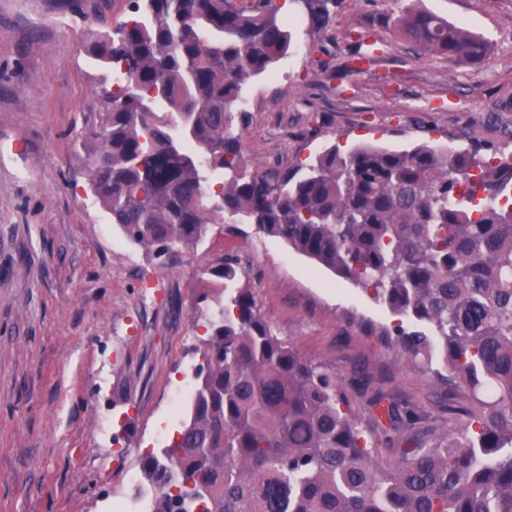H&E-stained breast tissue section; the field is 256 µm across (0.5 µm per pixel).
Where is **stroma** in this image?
<instances>
[{
  "label": "stroma",
  "instance_id": "stroma-1",
  "mask_svg": "<svg viewBox=\"0 0 512 512\" xmlns=\"http://www.w3.org/2000/svg\"><path fill=\"white\" fill-rule=\"evenodd\" d=\"M128 5L0 0V512H139L131 476L142 453L189 418L205 333L192 309L200 271L226 254L273 332L335 370L355 419L368 418L353 381L364 367L390 400H409L447 432L437 382L382 336L398 317L353 282L250 224L212 225L166 265L110 224L76 146L100 110L84 43ZM420 5L488 41L487 59L417 50L391 31L393 0H338L322 28L293 0L295 51L244 91L250 168L304 165L333 145L500 147L512 128V0ZM361 31L376 52L329 76L322 61L357 54Z\"/></svg>",
  "mask_w": 512,
  "mask_h": 512
}]
</instances>
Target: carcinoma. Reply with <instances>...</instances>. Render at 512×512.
<instances>
[{
  "instance_id": "cac0c4a2",
  "label": "carcinoma",
  "mask_w": 512,
  "mask_h": 512,
  "mask_svg": "<svg viewBox=\"0 0 512 512\" xmlns=\"http://www.w3.org/2000/svg\"><path fill=\"white\" fill-rule=\"evenodd\" d=\"M316 21L329 4L306 0ZM396 33L477 65L489 47L465 26L395 0ZM278 0H130L92 33L98 126L79 141L110 223L161 264L212 224H253L406 319L392 350L471 406L430 438L407 401L370 419L341 409L336 372L277 336L227 256L203 269L206 320L190 417L143 454L147 512H512V150L480 146L324 151L305 166L248 168L233 122L245 85L293 47ZM402 437L389 461L384 447Z\"/></svg>"
}]
</instances>
